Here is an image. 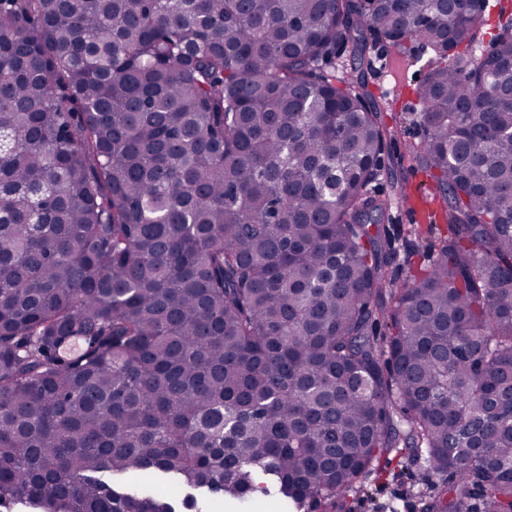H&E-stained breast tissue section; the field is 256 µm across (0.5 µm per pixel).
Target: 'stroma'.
I'll return each instance as SVG.
<instances>
[{"label": "stroma", "instance_id": "35a3bbf8", "mask_svg": "<svg viewBox=\"0 0 512 512\" xmlns=\"http://www.w3.org/2000/svg\"><path fill=\"white\" fill-rule=\"evenodd\" d=\"M364 58L369 63L364 70L366 88L390 131L382 155L390 173L381 178L380 190L394 194L400 182L406 184L410 201L439 205L433 180L405 154L406 142L417 133L422 110L417 88L430 69L432 53L414 44L396 49L373 42ZM426 485L423 463L400 467L392 462L381 474L363 476L357 488L346 492L341 512H421L420 495Z\"/></svg>", "mask_w": 512, "mask_h": 512}]
</instances>
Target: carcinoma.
<instances>
[{
	"instance_id": "cac0c4a2",
	"label": "carcinoma",
	"mask_w": 512,
	"mask_h": 512,
	"mask_svg": "<svg viewBox=\"0 0 512 512\" xmlns=\"http://www.w3.org/2000/svg\"><path fill=\"white\" fill-rule=\"evenodd\" d=\"M488 0H0V512H178L138 475L334 512H512V34ZM435 54L397 251L336 52ZM444 229H439L437 220ZM489 2L491 7L490 10H487L488 25L483 29L477 41L472 46V56L474 59H479L481 55L485 53L492 34L498 33L500 24L505 22L506 16L501 20L499 19L500 7H504L506 15L510 10L512 12V0H489ZM492 5H496V7L493 8L494 6ZM380 467L382 476L376 472L363 476L357 488L340 497L345 499L344 507L335 512H421L420 495L429 483L424 463L401 468L395 459L388 466L382 460Z\"/></svg>"
}]
</instances>
